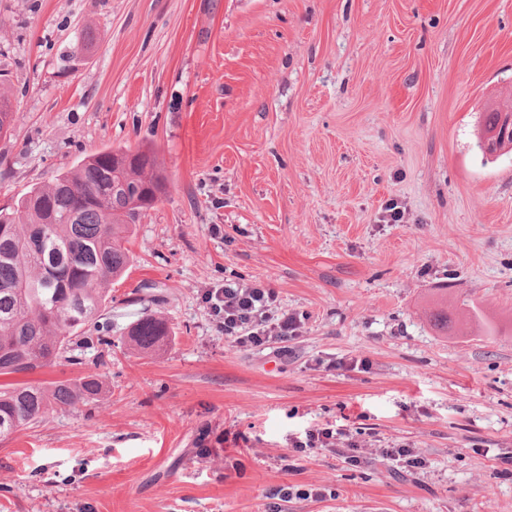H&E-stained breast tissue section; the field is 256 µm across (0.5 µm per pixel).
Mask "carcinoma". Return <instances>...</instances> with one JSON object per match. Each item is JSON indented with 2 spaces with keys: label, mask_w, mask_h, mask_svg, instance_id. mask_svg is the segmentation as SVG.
Instances as JSON below:
<instances>
[{
  "label": "carcinoma",
  "mask_w": 512,
  "mask_h": 512,
  "mask_svg": "<svg viewBox=\"0 0 512 512\" xmlns=\"http://www.w3.org/2000/svg\"><path fill=\"white\" fill-rule=\"evenodd\" d=\"M507 119L506 112L483 113L480 134L496 133ZM12 124L10 95L0 90V138ZM165 189L151 148H107L0 209V376L34 374L75 346L112 345L100 324L112 280L130 263L125 243L133 226ZM170 335L166 319L147 312L128 332L143 353ZM104 392L97 374L49 386L0 384V439L59 409L96 403Z\"/></svg>",
  "instance_id": "carcinoma-1"
}]
</instances>
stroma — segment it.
<instances>
[{
	"label": "stroma",
	"mask_w": 512,
	"mask_h": 512,
	"mask_svg": "<svg viewBox=\"0 0 512 512\" xmlns=\"http://www.w3.org/2000/svg\"><path fill=\"white\" fill-rule=\"evenodd\" d=\"M0 207L105 148L151 144L165 195L127 247L111 346L31 377L98 403L0 440V512H512V0H0ZM401 224L378 220L389 201ZM274 288L300 336L225 338L204 301ZM448 308L485 324L445 333ZM161 351L127 348L143 312ZM359 464L293 451L322 425ZM405 445L425 468L397 474ZM382 458L387 463L401 464L408 468H422L425 463L422 459L415 456L409 448L401 446L399 448H385L382 451Z\"/></svg>",
	"instance_id": "obj_1"
}]
</instances>
